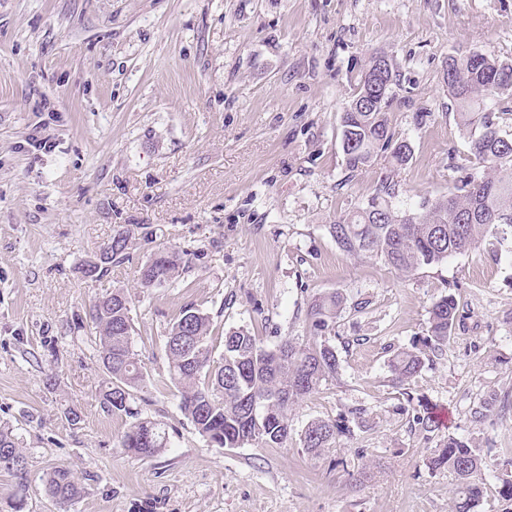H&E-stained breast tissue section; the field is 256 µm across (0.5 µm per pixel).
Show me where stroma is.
I'll return each mask as SVG.
<instances>
[{"label": "stroma", "mask_w": 512, "mask_h": 512, "mask_svg": "<svg viewBox=\"0 0 512 512\" xmlns=\"http://www.w3.org/2000/svg\"><path fill=\"white\" fill-rule=\"evenodd\" d=\"M472 50L512 59V0H0V422L29 457L26 491L0 473V512L20 496L23 512H59L44 483L58 466L83 489L69 512H452L456 478L429 465L446 433L487 465L474 512H505L512 242L403 275L327 232L389 168L380 156L349 172L341 148L340 115L373 53L397 62L391 125L412 147L395 206L481 174L441 82L448 58ZM120 233L127 259L83 277ZM161 248L189 260L178 280L142 287ZM115 288L132 298L146 375L131 406L170 435L148 459L120 448L132 419L103 408L108 377L77 329ZM334 290L346 299L331 340L339 374L294 406L286 447L208 445L168 376L181 311L210 316L215 347L243 327L271 348L306 341L307 299ZM450 293L445 352L393 385L392 356L426 336ZM490 398L507 409L473 423ZM425 405L447 410L444 432L413 424ZM352 408L365 428L322 455L303 449L310 421Z\"/></svg>", "instance_id": "35a3bbf8"}]
</instances>
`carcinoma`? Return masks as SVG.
<instances>
[{
  "label": "carcinoma",
  "instance_id": "obj_1",
  "mask_svg": "<svg viewBox=\"0 0 512 512\" xmlns=\"http://www.w3.org/2000/svg\"><path fill=\"white\" fill-rule=\"evenodd\" d=\"M456 78L445 82L456 115L464 128H479L472 137V154L483 167L479 177L466 176L461 186L416 208L401 210L393 205L398 193L394 173L412 156L409 142L393 131L389 111L397 66L391 57L375 55L362 68L352 99L341 116V137L353 136V145L343 151L346 168L355 172L378 155L391 160L392 170L379 181L370 201L344 213L328 225L331 238L341 251L356 257L380 260L402 274L423 265L442 262L454 254L492 246L512 237V136L504 134L490 118L491 106L502 97H512V86L493 82L501 73L512 81V61L484 54L474 64L461 54L453 61ZM127 236L114 237L102 249V258L92 277L103 278L126 257ZM185 260L175 252L159 250L140 269L145 288L163 286L180 276ZM132 299L122 288L100 297L89 325L93 344L110 382L102 404L114 414L133 418L120 439L125 452L140 458L155 457L168 448L163 423L137 418L130 406L133 393L144 383L138 354L132 345ZM345 308L340 292L316 293L306 303V319L312 336L300 344L284 337L267 348L244 328L224 333L223 351L214 356L210 342V317L187 309L172 323L165 342L170 381L181 386L180 409L197 432L219 448L286 446L292 432L290 411L301 398L336 377L339 359L330 343L336 319ZM455 295L442 296L430 309L427 336L404 348L391 360L399 384L416 376L443 350L457 320ZM365 427L364 410L348 411L339 423L322 419L307 424L302 447L321 454L336 436L351 434L350 422ZM425 432L442 428L431 408L415 417ZM433 469L448 467L458 487L453 512H473L484 495L482 460L470 443L454 435L443 438L441 450L432 457ZM6 473L25 490L28 456L20 447L14 429L0 424V473ZM48 492L60 504L80 497L82 488L67 467H59L46 479Z\"/></svg>",
  "mask_w": 512,
  "mask_h": 512
}]
</instances>
